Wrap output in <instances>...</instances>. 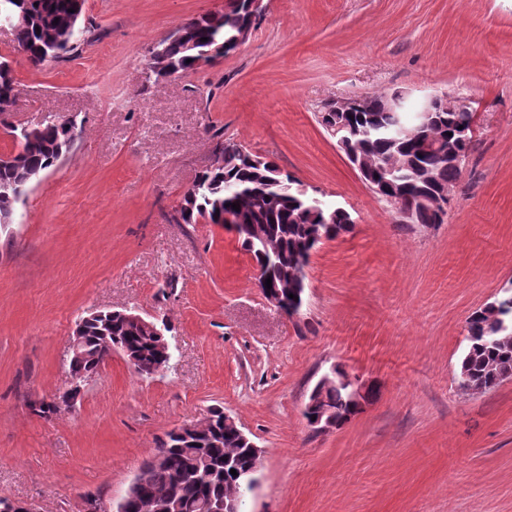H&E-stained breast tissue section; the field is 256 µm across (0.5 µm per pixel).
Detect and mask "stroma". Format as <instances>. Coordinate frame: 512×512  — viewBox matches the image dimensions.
<instances>
[{
    "label": "stroma",
    "mask_w": 512,
    "mask_h": 512,
    "mask_svg": "<svg viewBox=\"0 0 512 512\" xmlns=\"http://www.w3.org/2000/svg\"><path fill=\"white\" fill-rule=\"evenodd\" d=\"M264 3L235 53L150 82L148 48L224 0H86L90 42L38 67L0 34L10 122L80 129L0 228V497L114 512L169 432L221 406L264 450L244 512H512V378L457 379L468 316L512 285V0ZM392 91L471 102L444 223H398L320 123ZM227 138L355 221L312 253L296 318L228 226L170 218ZM125 307L170 325L171 371L144 379L116 354L74 409L35 414L68 381L76 321ZM337 364L377 395L312 432L304 405Z\"/></svg>",
    "instance_id": "stroma-1"
}]
</instances>
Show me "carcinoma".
I'll return each mask as SVG.
<instances>
[{"instance_id": "1", "label": "carcinoma", "mask_w": 512, "mask_h": 512, "mask_svg": "<svg viewBox=\"0 0 512 512\" xmlns=\"http://www.w3.org/2000/svg\"><path fill=\"white\" fill-rule=\"evenodd\" d=\"M27 7L31 21L13 32L16 49L27 60L40 65L75 53L88 41L90 30L72 11L75 0H0V7ZM249 21L246 0H225L224 11L213 18L201 14L189 27L177 29L161 41L146 67L154 76L196 70L201 62L224 58L236 49V35ZM207 41H201V38ZM15 79L9 62L0 60V105L16 103ZM343 124L338 136L355 152L360 176L368 186L384 184L380 194L393 208H415V223L441 224L444 218L428 198L456 184L463 168L448 161V155L468 157L474 137V113L432 112L413 116L390 113L385 96L373 95L351 112H337ZM405 133L397 134L398 125ZM23 154L16 165L0 166V217L15 214L24 200L25 188L56 168L74 145L66 124H51L35 133L8 125ZM443 137L442 154L428 157L422 143ZM223 162L198 178L196 189L187 192L174 209L173 219L194 224L202 218L210 224L224 223V212L238 218V240L259 268L258 283L272 280V287L292 295L288 306L304 303V265L325 239L352 232L350 214L336 211L330 217L326 205L293 187L295 180L278 166L250 152L232 138L224 140ZM239 209L232 208V204ZM85 332V356L71 365L79 374L94 371L102 353L118 343L140 360L137 374L149 379L161 359L154 351L155 337L128 324L122 317L101 311L81 318ZM468 346L461 359V387L488 390L512 377V289L466 322ZM320 408L343 423L356 414L348 387L330 386L322 393ZM209 423L199 437L169 433L153 458L142 468L140 486L124 512H208L210 502L233 499L243 504L245 492L230 474V461L238 469L254 464L239 428L224 421V408L208 410Z\"/></svg>"}]
</instances>
